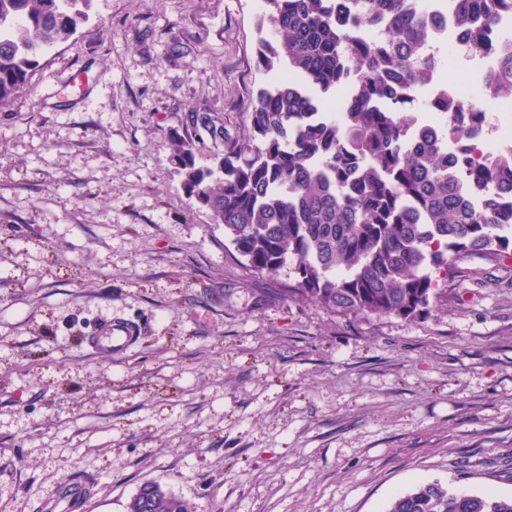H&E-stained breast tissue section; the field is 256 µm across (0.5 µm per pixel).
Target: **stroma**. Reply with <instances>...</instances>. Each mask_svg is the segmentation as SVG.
<instances>
[{
  "label": "stroma",
  "instance_id": "obj_1",
  "mask_svg": "<svg viewBox=\"0 0 512 512\" xmlns=\"http://www.w3.org/2000/svg\"><path fill=\"white\" fill-rule=\"evenodd\" d=\"M261 0H94L0 111V512H386L438 481L512 497V258L425 317L339 313L260 275L171 162L250 130ZM139 323L125 354L85 344ZM144 485L151 488L148 499L143 502V497L137 491L128 504V512H193L189 502L165 490L159 484Z\"/></svg>",
  "mask_w": 512,
  "mask_h": 512
}]
</instances>
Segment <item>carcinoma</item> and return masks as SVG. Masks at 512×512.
Here are the masks:
<instances>
[{"label":"carcinoma","mask_w":512,"mask_h":512,"mask_svg":"<svg viewBox=\"0 0 512 512\" xmlns=\"http://www.w3.org/2000/svg\"><path fill=\"white\" fill-rule=\"evenodd\" d=\"M93 0H0V110L26 91L37 59L89 21ZM475 53L508 0H451ZM383 27L360 39L361 27ZM258 66L286 76L258 89L251 133L197 163L193 142L173 139L172 163L189 205L209 212L258 274L288 260V293L339 312L427 314L474 252L512 256V156L474 144L483 112L448 94L421 100L435 80L427 29L408 0H263ZM482 84L512 100V37ZM445 116L421 129L410 108ZM128 512H193L149 484ZM387 512H512L500 499L439 482L396 496Z\"/></svg>","instance_id":"1"}]
</instances>
